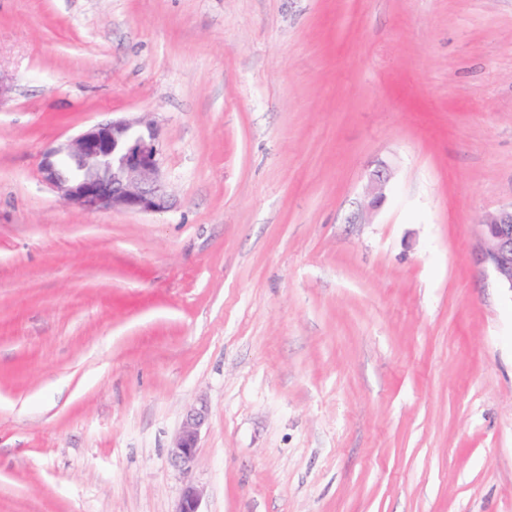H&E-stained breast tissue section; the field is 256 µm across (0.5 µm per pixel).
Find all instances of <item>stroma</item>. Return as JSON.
I'll return each mask as SVG.
<instances>
[{
    "label": "stroma",
    "mask_w": 512,
    "mask_h": 512,
    "mask_svg": "<svg viewBox=\"0 0 512 512\" xmlns=\"http://www.w3.org/2000/svg\"><path fill=\"white\" fill-rule=\"evenodd\" d=\"M0 78V512H512V0H0ZM143 115L169 210L42 181ZM390 179L391 175L385 168L378 169L372 174L366 194V209L368 211L376 209L385 200ZM480 239L497 279L512 290V206L485 218L480 224ZM206 408L190 410L183 421L181 430L170 448L172 461L184 468H188L198 448L201 428L206 420Z\"/></svg>",
    "instance_id": "obj_1"
}]
</instances>
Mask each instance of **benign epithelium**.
Returning <instances> with one entry per match:
<instances>
[{"instance_id":"benign-epithelium-1","label":"benign epithelium","mask_w":512,"mask_h":512,"mask_svg":"<svg viewBox=\"0 0 512 512\" xmlns=\"http://www.w3.org/2000/svg\"><path fill=\"white\" fill-rule=\"evenodd\" d=\"M42 181L64 200L88 210L158 213L172 202L161 182L158 130L137 119L92 125L73 140L46 150L39 161ZM391 175L385 168L370 177L366 209L385 200ZM485 259L503 287L512 290V207L480 224ZM206 408L190 410L170 448L172 461L189 467L196 450ZM202 491L185 485L176 512H201Z\"/></svg>"}]
</instances>
